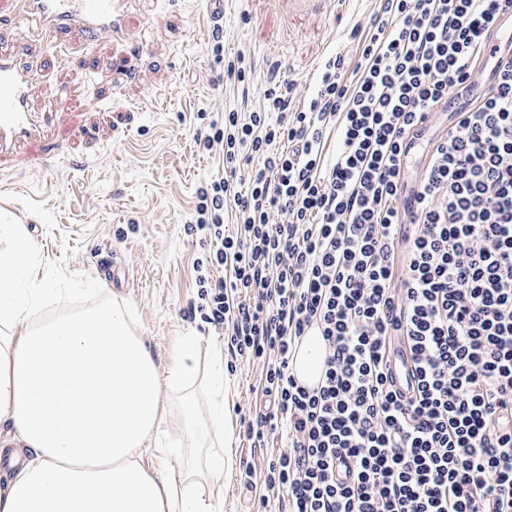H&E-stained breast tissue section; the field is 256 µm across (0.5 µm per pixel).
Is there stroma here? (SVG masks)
Segmentation results:
<instances>
[{
	"instance_id": "1",
	"label": "stroma",
	"mask_w": 512,
	"mask_h": 512,
	"mask_svg": "<svg viewBox=\"0 0 512 512\" xmlns=\"http://www.w3.org/2000/svg\"><path fill=\"white\" fill-rule=\"evenodd\" d=\"M373 6L374 0H311L300 14L286 0H129L127 23L144 34L138 50L121 40L91 45L71 28L55 48L38 52L29 36L0 26V43L13 45L17 66L32 69L41 84L32 106L44 115L46 138L35 150L48 167L42 174L0 165V210L25 225L50 272L103 289L99 296L53 298L51 307L121 298L160 364L183 337L194 336L200 366L208 368L224 339L195 310L200 247L184 224L217 161L196 146L194 117L202 110L259 108L272 77L312 93L326 56L355 57L353 33ZM217 22L226 56L241 52L251 60L249 86L208 55ZM106 260L115 263L116 279L103 276ZM260 376L257 365L225 372L234 428L251 418ZM163 399L169 418L142 465L207 479L221 494L222 512H259L264 489L245 488L239 472L272 449L251 447L240 435L231 451L232 476H208L206 460L221 445L204 429L189 428L180 394ZM174 443L181 450L172 460L167 449Z\"/></svg>"
}]
</instances>
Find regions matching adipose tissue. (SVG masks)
I'll use <instances>...</instances> for the list:
<instances>
[{
    "label": "adipose tissue",
    "mask_w": 512,
    "mask_h": 512,
    "mask_svg": "<svg viewBox=\"0 0 512 512\" xmlns=\"http://www.w3.org/2000/svg\"><path fill=\"white\" fill-rule=\"evenodd\" d=\"M53 292L25 227L1 211L0 445L30 455L11 459L0 512H221L201 484L140 463L166 421L163 390L197 378L196 337H184L162 368L126 303L48 315ZM207 388L205 399L188 398L184 416L206 413L231 445L223 369L210 372Z\"/></svg>",
    "instance_id": "obj_1"
}]
</instances>
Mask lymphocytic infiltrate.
<instances>
[{"mask_svg": "<svg viewBox=\"0 0 512 512\" xmlns=\"http://www.w3.org/2000/svg\"><path fill=\"white\" fill-rule=\"evenodd\" d=\"M359 59L323 63L301 110L270 83L196 143L221 170L184 225L202 321L262 369L244 435L283 449L240 474L287 512H512V54L434 140L412 211L404 142L470 67L512 0H377ZM255 162L239 190L241 163ZM319 331L321 385L290 358ZM402 338L410 395L388 376Z\"/></svg>", "mask_w": 512, "mask_h": 512, "instance_id": "1", "label": "lymphocytic infiltrate"}]
</instances>
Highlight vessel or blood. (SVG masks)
<instances>
[{"label":"vessel or blood","mask_w":512,"mask_h":512,"mask_svg":"<svg viewBox=\"0 0 512 512\" xmlns=\"http://www.w3.org/2000/svg\"><path fill=\"white\" fill-rule=\"evenodd\" d=\"M124 5L125 0H18L0 23H26L28 31L41 40L79 25L93 42L122 39L141 44V32L126 24ZM36 90L30 71L17 68L11 57L0 54V161L28 163L20 143L41 139L43 126L31 107Z\"/></svg>","instance_id":"vessel-or-blood-1"}]
</instances>
